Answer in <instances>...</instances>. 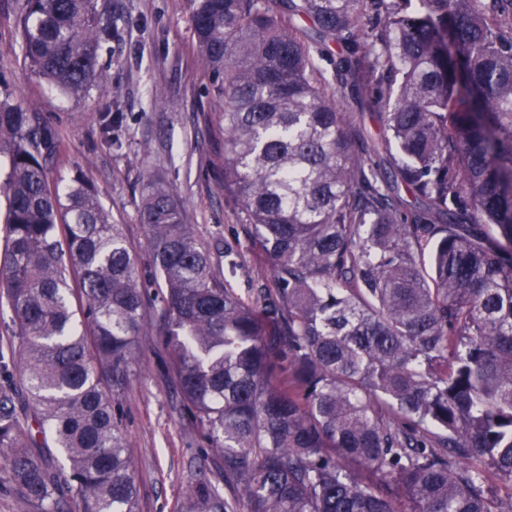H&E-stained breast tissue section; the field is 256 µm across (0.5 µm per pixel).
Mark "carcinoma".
<instances>
[{
    "label": "carcinoma",
    "mask_w": 512,
    "mask_h": 512,
    "mask_svg": "<svg viewBox=\"0 0 512 512\" xmlns=\"http://www.w3.org/2000/svg\"><path fill=\"white\" fill-rule=\"evenodd\" d=\"M190 5L224 194L275 288L224 287L172 190L149 185L162 343L210 446L180 512H512V0ZM295 16L345 51L340 87ZM111 24L98 0H23L19 49L80 100ZM360 85L376 138L343 111ZM56 153L38 113L0 99L18 343L0 352V485L27 512H139L116 400L145 292L89 182L49 179Z\"/></svg>",
    "instance_id": "1"
}]
</instances>
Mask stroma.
<instances>
[{"instance_id":"35a3bbf8","label":"stroma","mask_w":512,"mask_h":512,"mask_svg":"<svg viewBox=\"0 0 512 512\" xmlns=\"http://www.w3.org/2000/svg\"><path fill=\"white\" fill-rule=\"evenodd\" d=\"M19 14V0H0V98L40 114L60 140L52 177L83 175L137 257L150 333L139 339L141 365L121 400L122 439L135 465L140 512H177L184 476L207 444L190 421L168 352L157 338L163 327L156 297L160 280L140 222L147 193L143 171L176 192L184 222L209 247L227 287L246 299L274 287L267 255L222 189L224 143L211 126L218 105L198 59L190 2L112 0V26L99 54L104 87L79 101L24 63L16 45ZM155 89L165 96V106L151 104ZM110 110L121 115L116 146L102 132Z\"/></svg>"}]
</instances>
